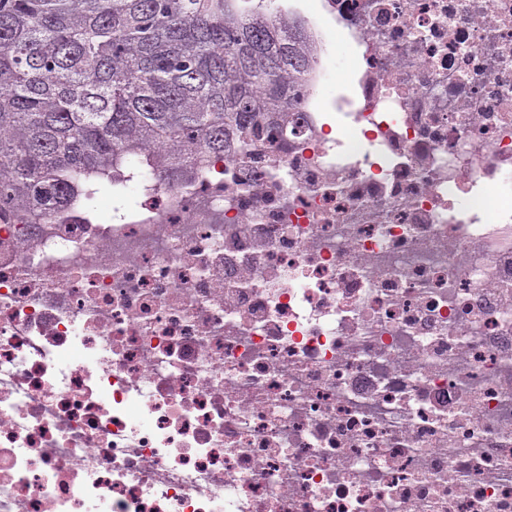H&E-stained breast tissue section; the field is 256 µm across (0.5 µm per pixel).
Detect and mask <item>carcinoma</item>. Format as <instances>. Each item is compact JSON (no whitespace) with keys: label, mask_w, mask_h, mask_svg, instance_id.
Segmentation results:
<instances>
[{"label":"carcinoma","mask_w":512,"mask_h":512,"mask_svg":"<svg viewBox=\"0 0 512 512\" xmlns=\"http://www.w3.org/2000/svg\"><path fill=\"white\" fill-rule=\"evenodd\" d=\"M312 62L276 0H0V212L76 207L128 157L188 179Z\"/></svg>","instance_id":"carcinoma-1"}]
</instances>
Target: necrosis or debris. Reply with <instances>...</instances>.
I'll return each mask as SVG.
<instances>
[{
  "mask_svg": "<svg viewBox=\"0 0 512 512\" xmlns=\"http://www.w3.org/2000/svg\"><path fill=\"white\" fill-rule=\"evenodd\" d=\"M308 24L198 175L0 220V512H512V0ZM353 52L343 41H336L333 49L325 59L327 69L337 74L339 88L347 90L352 81Z\"/></svg>",
  "mask_w": 512,
  "mask_h": 512,
  "instance_id": "obj_1",
  "label": "necrosis or debris"
}]
</instances>
